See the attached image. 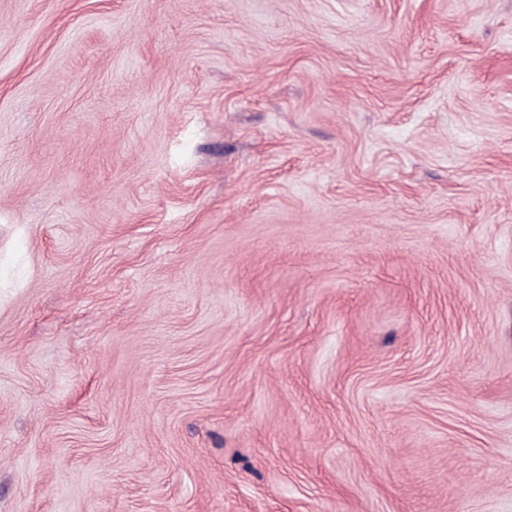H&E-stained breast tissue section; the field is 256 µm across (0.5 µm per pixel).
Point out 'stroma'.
<instances>
[{
  "label": "stroma",
  "instance_id": "obj_1",
  "mask_svg": "<svg viewBox=\"0 0 512 512\" xmlns=\"http://www.w3.org/2000/svg\"><path fill=\"white\" fill-rule=\"evenodd\" d=\"M0 512H512V0H0Z\"/></svg>",
  "mask_w": 512,
  "mask_h": 512
}]
</instances>
